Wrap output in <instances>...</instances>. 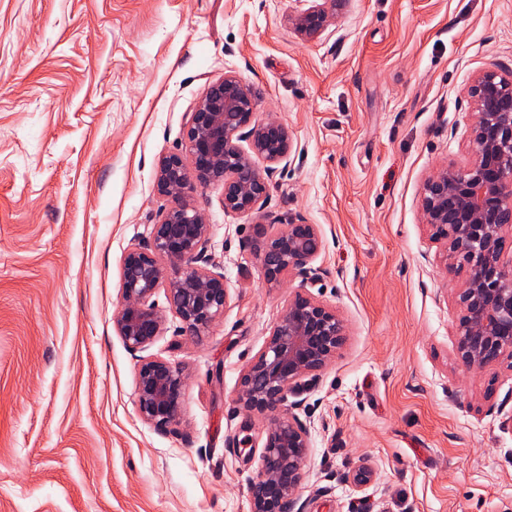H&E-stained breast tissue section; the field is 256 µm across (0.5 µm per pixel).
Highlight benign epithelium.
Instances as JSON below:
<instances>
[{"label":"benign epithelium","mask_w":512,"mask_h":512,"mask_svg":"<svg viewBox=\"0 0 512 512\" xmlns=\"http://www.w3.org/2000/svg\"><path fill=\"white\" fill-rule=\"evenodd\" d=\"M309 2L292 24L314 37L334 19L336 0ZM470 94L474 158L464 168L447 167L427 180L423 219L459 277L457 360L467 370L481 371L512 360V72L476 76ZM242 141L249 147L243 148ZM290 150L288 126L274 116L256 122L252 91L237 75L226 73L207 84L190 113L183 149L156 164V189L174 206L123 260L122 303L112 324L130 351L146 350L163 333L166 317L152 300L162 285L182 336H199L224 315L229 288L224 274L209 269L210 225L193 194L218 186L225 212L252 213L267 198L277 166ZM323 249L315 224L291 222L278 232L262 233L259 259L265 279L273 285L290 273L308 279ZM344 336L336 311L299 288L243 369L239 404L269 418L260 465L247 486L250 512H303L296 508V492L310 433L292 412L295 403L289 398L336 357ZM186 386L179 365L157 357L139 359L141 419L160 430L175 429Z\"/></svg>","instance_id":"obj_1"}]
</instances>
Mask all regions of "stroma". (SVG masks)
Returning <instances> with one entry per match:
<instances>
[{"label":"stroma","instance_id":"obj_1","mask_svg":"<svg viewBox=\"0 0 512 512\" xmlns=\"http://www.w3.org/2000/svg\"><path fill=\"white\" fill-rule=\"evenodd\" d=\"M305 7L0 0V512H249L268 419L240 375L301 287L346 325L295 410L304 512H512V362L457 361L456 280L422 216L427 179L473 158V79L512 68V0H342L313 38ZM228 72L292 147L259 212L195 195L230 300L195 338L168 315L148 348L188 377L161 431L112 316L126 251L171 206L156 162ZM301 220L325 248L270 286L256 227Z\"/></svg>","mask_w":512,"mask_h":512}]
</instances>
